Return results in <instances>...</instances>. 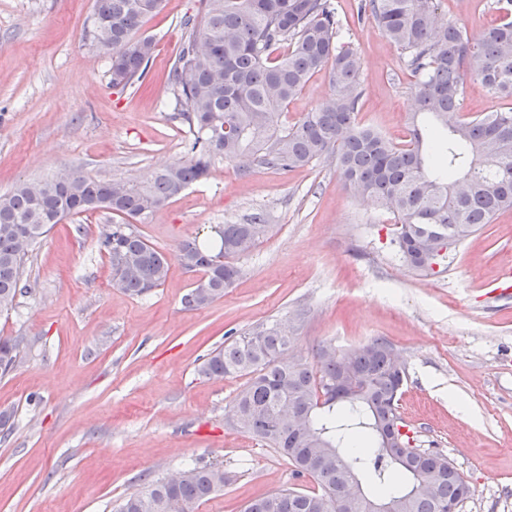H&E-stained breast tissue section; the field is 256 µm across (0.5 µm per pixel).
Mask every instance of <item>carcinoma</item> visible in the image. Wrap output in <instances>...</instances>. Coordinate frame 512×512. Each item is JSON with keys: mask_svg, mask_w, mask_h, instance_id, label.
Segmentation results:
<instances>
[{"mask_svg": "<svg viewBox=\"0 0 512 512\" xmlns=\"http://www.w3.org/2000/svg\"><path fill=\"white\" fill-rule=\"evenodd\" d=\"M184 20L187 40L168 81L175 107L196 128L190 157L157 171L148 182L121 183L65 170L0 195V307L13 306L25 261L50 227L70 216L105 210L117 219L100 248L112 262L113 285L144 294L162 285L167 256L130 228L207 178L212 159L247 157L258 165L293 171L323 156L354 196H369L392 214L398 253L410 268H448L451 251L482 224L512 209V107L483 116L462 114L465 63L487 93L512 98V0H496L503 20L471 38L439 12L440 0H360L358 19L374 23L400 50L415 76L417 110L410 139L393 142L356 121L362 95L361 59L340 43L341 22L330 0H201ZM162 0H95L92 19L104 20L101 42L112 46L111 83L141 81L154 54L150 38L134 31ZM292 49L284 55V44ZM330 68L334 93L297 124L282 122L288 103L310 78ZM272 225L256 213L226 224L213 253L197 240L181 243L178 259L202 277L183 299L191 310L224 297L242 275L232 258L248 253ZM290 332L282 322L261 326L211 351L199 368L206 377H249L229 423L255 434L286 456L317 492L279 489L249 503L245 512H448L467 491L441 453L418 449L404 460L386 445L404 378L392 346L374 339L338 352L323 346L314 364L288 358ZM19 340L0 337V373L17 360ZM224 470L195 466L126 496L116 512H194L224 489Z\"/></svg>", "mask_w": 512, "mask_h": 512, "instance_id": "obj_1", "label": "carcinoma"}]
</instances>
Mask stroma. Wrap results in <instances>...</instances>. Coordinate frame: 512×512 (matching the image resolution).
Instances as JSON below:
<instances>
[{
	"label": "stroma",
	"mask_w": 512,
	"mask_h": 512,
	"mask_svg": "<svg viewBox=\"0 0 512 512\" xmlns=\"http://www.w3.org/2000/svg\"><path fill=\"white\" fill-rule=\"evenodd\" d=\"M341 42L363 61L357 119L393 141L408 134L412 75L358 0H332ZM94 0H0V195L76 169L103 180L150 178L187 159L193 131L173 110L169 69L200 0H163L139 36L155 52L140 88L110 84L109 59L84 40ZM469 36L500 23L493 0H441ZM333 91L315 73L290 101L298 123ZM264 211L273 226L236 263L244 274L211 306L186 309L198 279L178 260L184 239L211 240ZM392 214L353 198L318 159L289 173L214 159L208 179L138 231L167 255L159 288L112 284L99 242L111 214L65 218L34 247L25 278L35 293L0 313L19 339L0 375V512H113L126 495L196 465L229 481L195 512H243L288 487L315 490L287 457L228 423L243 376L198 368L227 336L289 321L288 356L314 363L380 338L402 359L400 412L418 448L438 451L472 488L459 512H512V300L489 292L512 266V210L460 243L448 269L423 276L400 259Z\"/></svg>",
	"instance_id": "obj_1"
}]
</instances>
